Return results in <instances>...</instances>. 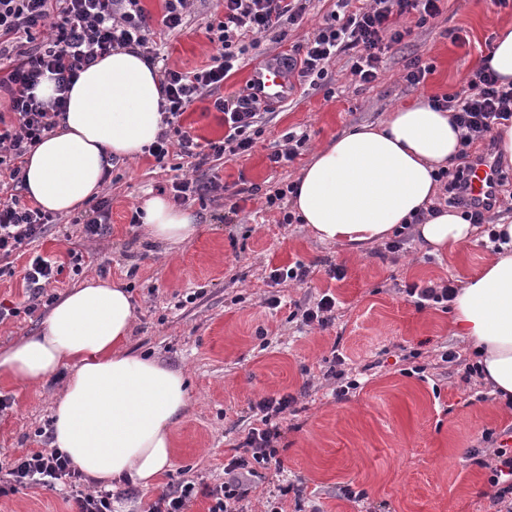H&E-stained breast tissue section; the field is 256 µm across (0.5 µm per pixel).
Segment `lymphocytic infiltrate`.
Returning a JSON list of instances; mask_svg holds the SVG:
<instances>
[{"label": "lymphocytic infiltrate", "instance_id": "obj_1", "mask_svg": "<svg viewBox=\"0 0 512 512\" xmlns=\"http://www.w3.org/2000/svg\"><path fill=\"white\" fill-rule=\"evenodd\" d=\"M308 0H224V18L207 25L211 42L219 52L212 65L196 72L162 68L166 104L165 126L147 152L165 163L171 148L189 159L190 169L175 177L171 193L176 203L205 200L220 189L216 178L202 176L211 159L251 151L261 135L258 101L251 95L223 96L225 79L247 49L265 37L280 38L290 25L302 20ZM331 12L306 44L291 46L280 55L284 69L298 73L302 81L333 96L329 67L333 59L347 55L349 71L360 83L379 77L382 58L409 37L413 29L425 28L439 13L438 0H369L354 6L353 0H337ZM413 19L401 25L402 17ZM153 32L141 0H0V91L9 97L11 120L0 117V177L6 178L9 197H0V256H7L40 238L53 216L22 202L25 187L23 163L29 154L58 126L77 74L119 48H139L156 57ZM55 83L57 95L38 98L43 80ZM212 97L214 108L224 115L222 140L199 143L178 119L198 99ZM435 109H448L462 131L463 148L454 170H441L444 202L461 209L472 223L485 220L483 209L467 200L466 174L475 157L471 146L482 141V150L492 153L493 126L512 119V84H502L488 68H477L460 90L434 98ZM294 398L284 394L265 397L254 405L257 427L251 428L224 465V481L208 490V512H238V503L248 493V480L259 470L279 465L277 443L283 420ZM81 475L67 455L58 450L37 451L17 458L8 471L12 487L41 486L52 489L60 483H77Z\"/></svg>", "mask_w": 512, "mask_h": 512}]
</instances>
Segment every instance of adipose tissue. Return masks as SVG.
<instances>
[{"label": "adipose tissue", "instance_id": "adipose-tissue-1", "mask_svg": "<svg viewBox=\"0 0 512 512\" xmlns=\"http://www.w3.org/2000/svg\"><path fill=\"white\" fill-rule=\"evenodd\" d=\"M159 68L139 49H119L81 71L61 127L26 157V194L54 213L79 211L98 194L113 158L143 154L160 130ZM461 131L452 112L421 98L381 123L350 128L316 151L296 182L291 212L313 236L362 252L394 234L419 211L417 232L433 254L476 242L479 229L434 206L438 168L458 159ZM154 240L179 244L194 218L166 198L142 206ZM504 239L451 302L452 322L484 370L492 394L512 407V221ZM134 320L123 285L86 281L52 306L42 332L0 351V381L36 385L59 368L71 375L53 411V446L104 484L149 486L173 460V427L187 405L182 373L126 345Z\"/></svg>", "mask_w": 512, "mask_h": 512}]
</instances>
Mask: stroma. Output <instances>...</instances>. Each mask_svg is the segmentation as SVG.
Listing matches in <instances>:
<instances>
[{
	"instance_id": "obj_1",
	"label": "stroma",
	"mask_w": 512,
	"mask_h": 512,
	"mask_svg": "<svg viewBox=\"0 0 512 512\" xmlns=\"http://www.w3.org/2000/svg\"><path fill=\"white\" fill-rule=\"evenodd\" d=\"M335 4L311 0L308 15L283 41L262 39L258 53L245 54L225 80V95L245 90L257 57L310 38ZM143 6L168 67L191 72L211 65L217 46L206 26L222 19L224 0H191L182 31L169 35L160 31L163 0H143ZM505 23H512V0L504 7L493 0H442L429 27L389 50L374 83L355 81L342 59L330 66L333 97L291 76L295 94L268 105L252 152L215 163L221 183L237 195L236 213L226 214L216 201L188 202L197 232L183 245L150 242L143 226L130 223L142 200L170 188L179 161L171 156L162 167L144 154L116 161L103 185L101 195L112 206L106 236L85 241L77 226L62 222L49 225L22 254L0 257V303L15 311L0 322L1 350L41 331L49 313L45 305L27 309L24 267L38 253L63 266L47 294L61 296L97 276L121 282L135 308L131 350L189 379L188 405L174 426L172 467L148 488L116 485L112 495L121 512H148L185 481L197 489L189 512H207L204 491L223 482L225 463L255 426L253 404L283 394L295 403L283 424L281 467L252 482L245 512H265L274 498L284 512H497L490 471L472 452L483 449L485 431L511 428L512 414L500 410L478 377L467 376L470 351L452 335L448 310L418 307L404 291L411 284L461 286L490 249L476 242L437 256L412 235L398 252L380 243L357 255L314 239L306 225L284 223L266 195L295 182L313 151L345 130L380 122L418 96L459 90ZM414 57L434 67L416 87L403 79ZM179 123L203 142L224 137V115L208 97L190 105ZM291 131L307 134L305 146L294 161L271 166L269 154ZM72 249L83 253L80 268L69 262ZM297 262L312 269L305 283H270V268ZM333 265L343 268V278L330 276ZM325 294L336 299V319L327 327L294 317L295 306H315ZM271 297L277 307H269ZM448 350L457 362L441 361ZM337 362L360 383L342 399L329 374ZM416 363L425 366L424 375L412 373ZM65 379L61 371L40 385L0 383V397L12 400L0 413V467L51 449L44 432ZM73 494L67 486L22 488L0 495V512H71Z\"/></svg>"
}]
</instances>
